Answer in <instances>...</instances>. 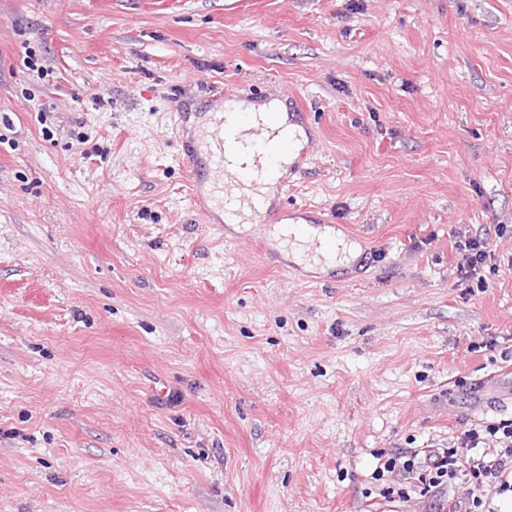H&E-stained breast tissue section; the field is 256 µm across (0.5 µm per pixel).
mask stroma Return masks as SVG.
<instances>
[{"label": "stroma", "mask_w": 512, "mask_h": 512, "mask_svg": "<svg viewBox=\"0 0 512 512\" xmlns=\"http://www.w3.org/2000/svg\"><path fill=\"white\" fill-rule=\"evenodd\" d=\"M254 96L306 138L208 222L177 111ZM501 224L512 0H0V512H434L372 474L512 419ZM457 249L462 253L461 263L458 264L461 279L477 278V281H480L481 270L487 265V260L491 261L494 258L488 240L480 235L469 236L463 243L459 242Z\"/></svg>", "instance_id": "1"}]
</instances>
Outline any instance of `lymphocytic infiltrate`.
I'll return each instance as SVG.
<instances>
[{
  "label": "lymphocytic infiltrate",
  "instance_id": "lymphocytic-infiltrate-1",
  "mask_svg": "<svg viewBox=\"0 0 512 512\" xmlns=\"http://www.w3.org/2000/svg\"><path fill=\"white\" fill-rule=\"evenodd\" d=\"M376 479L414 474L425 493L437 502V512H482L483 499L476 490L448 496L460 477L475 478L478 487L512 476V420L490 422L482 429L463 433L456 447L435 448L425 457L403 451L380 462Z\"/></svg>",
  "mask_w": 512,
  "mask_h": 512
}]
</instances>
